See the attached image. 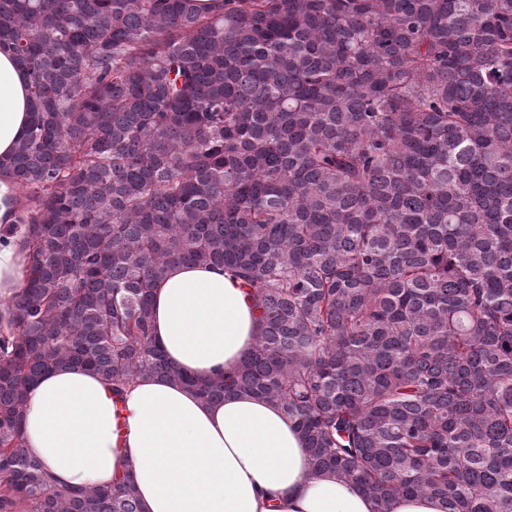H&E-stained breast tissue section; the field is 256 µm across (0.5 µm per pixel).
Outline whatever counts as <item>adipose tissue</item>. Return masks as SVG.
<instances>
[{
	"label": "adipose tissue",
	"mask_w": 512,
	"mask_h": 512,
	"mask_svg": "<svg viewBox=\"0 0 512 512\" xmlns=\"http://www.w3.org/2000/svg\"><path fill=\"white\" fill-rule=\"evenodd\" d=\"M28 83L15 55L0 48V158L27 130ZM21 240L0 236V301L21 286ZM151 300L156 345L197 378L233 373L253 346V302L230 272L174 266ZM23 435L55 483L127 477L142 512H376L347 482L312 473L294 425L260 397L214 404L148 378L118 400L93 372L62 367L31 388Z\"/></svg>",
	"instance_id": "1"
}]
</instances>
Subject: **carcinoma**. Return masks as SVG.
<instances>
[{"instance_id":"1","label":"carcinoma","mask_w":512,"mask_h":512,"mask_svg":"<svg viewBox=\"0 0 512 512\" xmlns=\"http://www.w3.org/2000/svg\"><path fill=\"white\" fill-rule=\"evenodd\" d=\"M28 133L0 319V512H141L50 484L28 393L79 365L263 397L313 473L390 512H512V0H0ZM177 264L229 269L258 332L200 380L153 342ZM10 224H1L0 229V301L13 296L20 288L23 277L24 252L21 233L6 234ZM391 512H443L441 504L427 497H403L391 505Z\"/></svg>"}]
</instances>
